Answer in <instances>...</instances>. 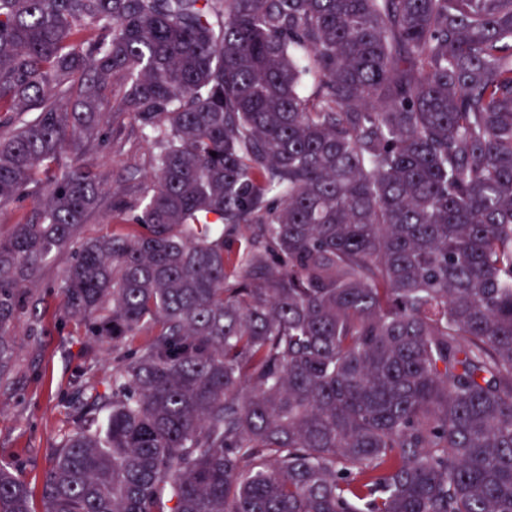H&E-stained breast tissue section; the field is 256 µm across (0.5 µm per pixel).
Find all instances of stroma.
Masks as SVG:
<instances>
[{
  "label": "stroma",
  "mask_w": 512,
  "mask_h": 512,
  "mask_svg": "<svg viewBox=\"0 0 512 512\" xmlns=\"http://www.w3.org/2000/svg\"><path fill=\"white\" fill-rule=\"evenodd\" d=\"M110 127L122 129L120 141L106 142L86 153L102 176L104 204L82 224L81 238L122 232L110 200L129 197L147 186L151 173L149 140L128 116L114 115ZM73 262L69 249L53 254L35 282L24 288L23 310L13 323L17 337V378L14 391H0V457L14 463L22 478L40 489L55 448L71 427V378L87 367L98 388H105L112 371V346L101 341L98 355H88L84 329L76 322L60 323L59 288Z\"/></svg>",
  "instance_id": "obj_1"
}]
</instances>
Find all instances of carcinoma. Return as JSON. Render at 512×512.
Instances as JSON below:
<instances>
[{
  "label": "carcinoma",
  "mask_w": 512,
  "mask_h": 512,
  "mask_svg": "<svg viewBox=\"0 0 512 512\" xmlns=\"http://www.w3.org/2000/svg\"><path fill=\"white\" fill-rule=\"evenodd\" d=\"M109 112L152 184L79 241ZM4 126L0 389L61 249L112 341L42 512H512V0H0ZM34 202L35 199L29 197L24 201L0 205V225L3 224L1 227L2 232L6 233L12 224L23 221L26 215L29 214Z\"/></svg>",
  "instance_id": "1"
}]
</instances>
